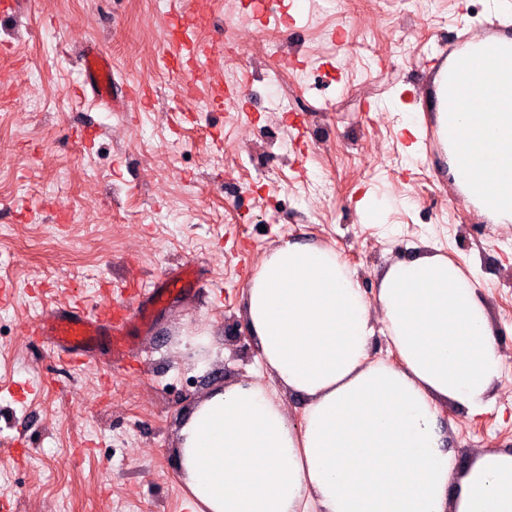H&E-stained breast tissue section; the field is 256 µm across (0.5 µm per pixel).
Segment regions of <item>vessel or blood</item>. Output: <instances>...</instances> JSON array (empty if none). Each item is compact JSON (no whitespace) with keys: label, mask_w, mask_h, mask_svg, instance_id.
Masks as SVG:
<instances>
[{"label":"vessel or blood","mask_w":512,"mask_h":512,"mask_svg":"<svg viewBox=\"0 0 512 512\" xmlns=\"http://www.w3.org/2000/svg\"><path fill=\"white\" fill-rule=\"evenodd\" d=\"M254 17L259 26L287 23L288 7L283 0H265ZM208 17L187 5L174 8L168 17L171 33L167 39V53L172 62L181 66L184 83H191L193 74L184 66L186 58L210 52L211 46L192 40L190 30L206 25ZM82 94L91 95L96 104L111 105L113 98L112 59L102 50L89 47L81 61ZM178 276L168 272L158 277L155 287L147 294L133 290L120 298L89 309L82 303L45 309L34 316L29 327L32 335L47 339L58 352L88 355L99 339L112 340V363L122 364L131 354L124 338L131 327L141 319L148 303L160 301L167 289L176 287Z\"/></svg>","instance_id":"1"}]
</instances>
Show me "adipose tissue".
Wrapping results in <instances>:
<instances>
[{"label": "adipose tissue", "instance_id": "adipose-tissue-1", "mask_svg": "<svg viewBox=\"0 0 512 512\" xmlns=\"http://www.w3.org/2000/svg\"><path fill=\"white\" fill-rule=\"evenodd\" d=\"M272 384L202 397L178 435L185 512H512V451L460 464L439 404L486 412L503 364L477 279L394 260L375 299L334 248L286 241L244 293ZM383 327L399 364L369 358Z\"/></svg>", "mask_w": 512, "mask_h": 512}]
</instances>
